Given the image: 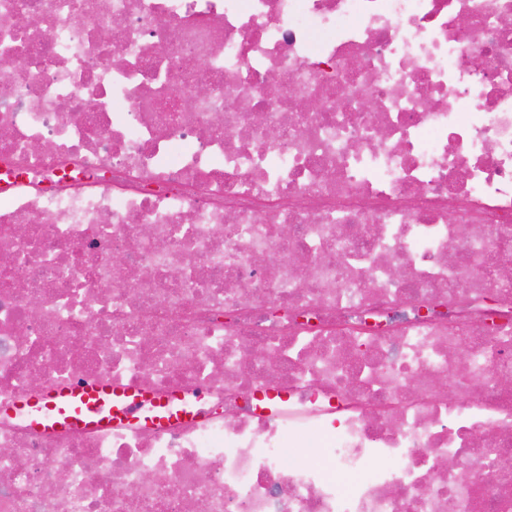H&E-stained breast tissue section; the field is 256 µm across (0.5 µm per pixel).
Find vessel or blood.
Returning <instances> with one entry per match:
<instances>
[{
	"label": "vessel or blood",
	"mask_w": 512,
	"mask_h": 512,
	"mask_svg": "<svg viewBox=\"0 0 512 512\" xmlns=\"http://www.w3.org/2000/svg\"><path fill=\"white\" fill-rule=\"evenodd\" d=\"M6 412L21 415L32 428L49 433L99 431L131 423L164 429L199 416L200 404L198 397L178 392L158 397L134 386L95 383L25 396Z\"/></svg>",
	"instance_id": "obj_1"
}]
</instances>
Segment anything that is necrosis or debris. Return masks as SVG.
Wrapping results in <instances>:
<instances>
[{"instance_id": "4bbe7bcc", "label": "necrosis or debris", "mask_w": 512, "mask_h": 512, "mask_svg": "<svg viewBox=\"0 0 512 512\" xmlns=\"http://www.w3.org/2000/svg\"><path fill=\"white\" fill-rule=\"evenodd\" d=\"M500 265L512 0H0V407H211L0 415V512H512ZM174 392L161 397L137 387L76 384L54 392L18 399L1 414H19L42 432L99 431L131 423L164 429L200 415L199 398Z\"/></svg>"}]
</instances>
